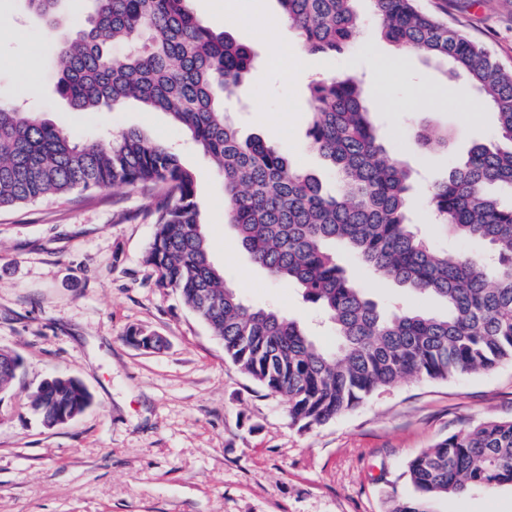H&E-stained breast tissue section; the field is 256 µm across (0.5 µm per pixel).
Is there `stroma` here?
<instances>
[{"label":"stroma","mask_w":512,"mask_h":512,"mask_svg":"<svg viewBox=\"0 0 512 512\" xmlns=\"http://www.w3.org/2000/svg\"><path fill=\"white\" fill-rule=\"evenodd\" d=\"M204 25L249 45L255 65L241 100L226 106L240 137L261 136L295 165L343 186L308 147L310 71L271 61L270 41L300 47L277 0H190ZM448 23L512 69V0H448ZM59 32L24 0H0V101L33 112L75 138L137 128L180 153L195 176L212 258L230 286L257 307L308 324L330 346L334 332L293 283L274 281L242 249L225 216L223 180L162 112L130 101L76 113L58 93ZM366 24L354 49L329 60L328 76L359 78L389 157L414 171L408 218L431 244L448 234L428 205L432 184L493 140L496 116L465 75L440 59L395 58ZM448 147L414 145L422 125ZM157 193L102 188L68 202L49 197L0 210V348L23 366L0 392V512H389L412 497L406 465L466 424L512 420V365L445 382L407 379L362 407L308 430L293 426L283 396L267 392L225 357L222 342L174 293L156 286L143 255ZM341 259L381 308L393 301L433 313L439 301L398 288ZM161 336L145 351L129 329ZM79 379L91 405L45 427L30 408L44 379ZM434 512H512V488L434 502Z\"/></svg>","instance_id":"stroma-1"}]
</instances>
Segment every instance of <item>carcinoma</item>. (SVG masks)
I'll return each instance as SVG.
<instances>
[{
    "label": "carcinoma",
    "mask_w": 512,
    "mask_h": 512,
    "mask_svg": "<svg viewBox=\"0 0 512 512\" xmlns=\"http://www.w3.org/2000/svg\"><path fill=\"white\" fill-rule=\"evenodd\" d=\"M53 30L62 0H26ZM88 26L62 42L57 89L74 112L114 108L128 99L167 113L224 179V203L242 248L275 280L294 282L334 326L320 344L303 323L254 307L224 280L196 201L192 171L173 149L130 129L78 140L19 108L0 105V209L102 187H152L160 201L144 262L158 287L177 294L224 345L225 356L265 389L284 396L292 425L310 429L362 406L401 381H446L512 363V71L487 49L417 0H368L381 35L398 51L442 58L466 75L497 118L498 141L474 146L429 197L433 213L460 239L486 241L492 257L456 255L430 245L407 218L412 171L386 155L349 75L313 82L309 146L344 184L330 195L319 177L291 166L263 138L241 140L225 115L244 92L251 49L200 24L189 0H90ZM308 55H342L362 24L357 0H277ZM150 43L123 55L112 46ZM417 148L448 147V133L422 127ZM343 245L399 287L436 295L444 315L379 309L339 263ZM21 358L0 349V390ZM91 402L72 379L37 388L32 409L47 426ZM416 495L391 512H431L450 494L512 487V420L467 425L407 465Z\"/></svg>",
    "instance_id": "1"
}]
</instances>
